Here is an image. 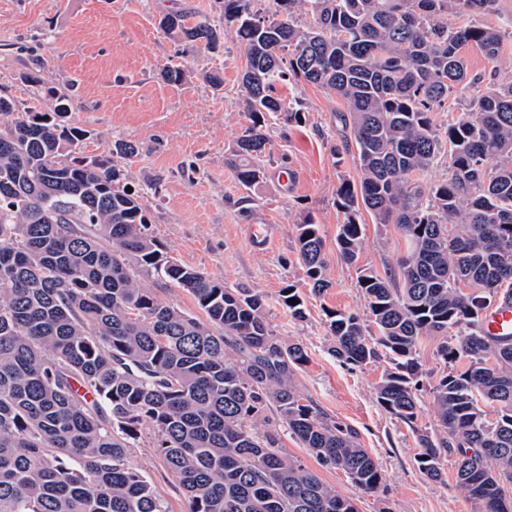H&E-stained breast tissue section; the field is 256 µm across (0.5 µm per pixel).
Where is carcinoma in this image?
<instances>
[{
	"label": "carcinoma",
	"instance_id": "cac0c4a2",
	"mask_svg": "<svg viewBox=\"0 0 512 512\" xmlns=\"http://www.w3.org/2000/svg\"><path fill=\"white\" fill-rule=\"evenodd\" d=\"M255 2L223 0L222 27L183 14L159 21L164 34L207 51L233 28L244 48L249 124L226 166L254 187L265 176L268 117L305 118L278 84L341 97L357 177L336 190V247L344 261L359 260L365 210L399 225L407 251L400 288L358 269L377 333L355 313L329 311L331 354L351 365L388 357L377 401L412 424L417 344L443 337L437 354L450 371L433 388L441 431L416 432L419 468L437 480L442 454L453 452L476 512H512V342L480 328L489 305L512 301V75L493 68L470 78L464 57L470 46L492 63L512 54V31L477 22L499 0H274L270 14ZM299 5L312 15L306 29L294 18ZM462 84L473 88L469 111L441 133L432 112ZM70 111L64 96L44 113L17 112L0 96V116L10 118L0 124V512H166L129 463L144 423L186 492V512H358L285 453L277 430L257 428L274 408L323 465L362 493L383 492L356 430L295 387L303 346L269 328L260 292L165 255L114 163L137 146L121 140L86 156L87 131ZM445 145L448 178L428 185ZM323 248L319 225H296V258L316 295L329 287ZM143 271L188 292L205 319L141 287ZM280 301L305 319L294 285Z\"/></svg>",
	"mask_w": 512,
	"mask_h": 512
}]
</instances>
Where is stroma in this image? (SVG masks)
Returning <instances> with one entry per match:
<instances>
[{
	"mask_svg": "<svg viewBox=\"0 0 512 512\" xmlns=\"http://www.w3.org/2000/svg\"><path fill=\"white\" fill-rule=\"evenodd\" d=\"M180 12L217 21L223 10L220 0H0V96L20 111L31 106L50 111L58 96H68L74 121L88 132V154L108 152L116 140L137 143L138 156L118 166L152 218V235L176 261L223 279L226 287L264 294L273 332L307 353L295 379L299 392L357 430L382 473L384 491L361 493L342 471L321 465L281 431L290 456L353 498L358 512H474L456 482L455 454L442 455L438 482L425 477L417 463V430L439 429L432 394L446 370L437 355L439 337H423L417 346L418 418L411 427L377 401L388 359L354 366L329 352L326 310L366 312L358 267L396 274L406 250L397 225L376 223L367 213L361 216L358 265L347 264L336 248L343 222L336 189L342 177L355 174L356 148L345 140L338 119L343 101L310 84L279 85L278 95L298 103L305 118L270 125L269 152L261 160L267 176L252 189L243 188L224 157L248 123L239 92L244 51L231 29L215 51L170 39L158 22ZM171 65L182 66V83L163 80L162 70ZM211 71L223 76L222 87L203 80ZM307 218L319 224L325 240L330 286L321 295L312 292L296 259V226ZM260 220L275 227L263 248L248 238L249 224ZM290 284L305 301L304 320L292 318L279 301L281 288ZM130 462L168 512H185V491L157 454L150 425L141 427Z\"/></svg>",
	"mask_w": 512,
	"mask_h": 512,
	"instance_id": "obj_1",
	"label": "stroma"
}]
</instances>
